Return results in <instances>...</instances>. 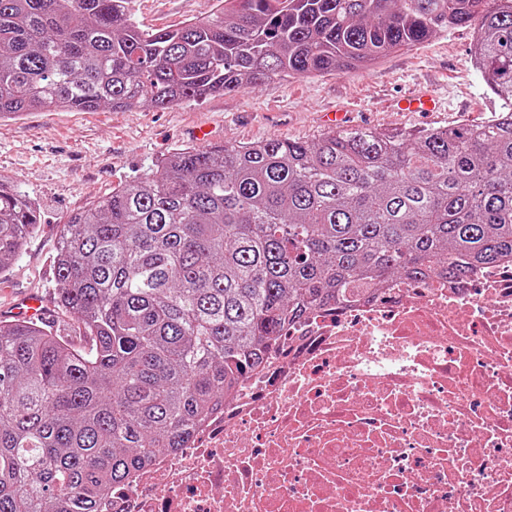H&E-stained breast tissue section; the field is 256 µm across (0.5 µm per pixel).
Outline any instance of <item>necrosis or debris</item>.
<instances>
[{"mask_svg": "<svg viewBox=\"0 0 512 512\" xmlns=\"http://www.w3.org/2000/svg\"><path fill=\"white\" fill-rule=\"evenodd\" d=\"M101 512H512V261L288 324Z\"/></svg>", "mask_w": 512, "mask_h": 512, "instance_id": "1", "label": "necrosis or debris"}]
</instances>
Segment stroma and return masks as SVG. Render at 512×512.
Listing matches in <instances>:
<instances>
[{
	"instance_id": "obj_1",
	"label": "stroma",
	"mask_w": 512,
	"mask_h": 512,
	"mask_svg": "<svg viewBox=\"0 0 512 512\" xmlns=\"http://www.w3.org/2000/svg\"><path fill=\"white\" fill-rule=\"evenodd\" d=\"M214 6V0H132L130 11L142 28L154 30L209 15ZM470 43V29L450 28L364 70L258 80L165 110H51L0 120V183L24 191L39 208L23 252L0 272V320L33 293L46 303V324L82 344L76 318L54 301L51 260L61 224L112 188L144 176L173 149L191 145L197 125L212 127L215 144L232 145L271 137L314 141L330 131L338 112L350 114L352 127L394 132L488 119L498 102L474 66ZM419 88L449 98V108L428 115L395 110L396 98Z\"/></svg>"
}]
</instances>
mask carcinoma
Returning a JSON list of instances; mask_svg holds the SVG:
<instances>
[{"instance_id": "1", "label": "carcinoma", "mask_w": 512, "mask_h": 512, "mask_svg": "<svg viewBox=\"0 0 512 512\" xmlns=\"http://www.w3.org/2000/svg\"><path fill=\"white\" fill-rule=\"evenodd\" d=\"M131 0H0V119L168 109L258 79L366 69L473 27L490 119L174 150L62 225L73 346L0 321V512H98L259 366L285 324L386 279L512 258V0H219L146 31ZM39 222L0 185V271Z\"/></svg>"}]
</instances>
